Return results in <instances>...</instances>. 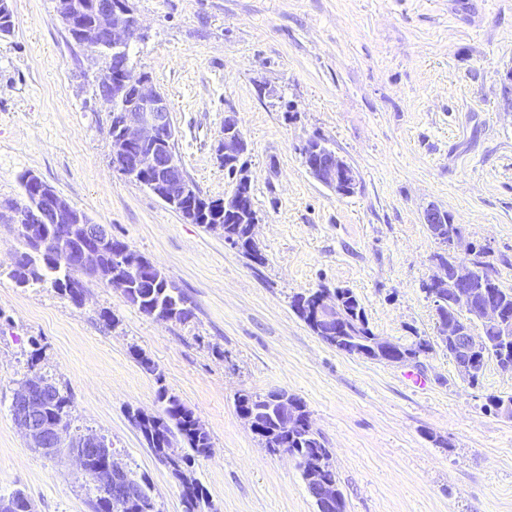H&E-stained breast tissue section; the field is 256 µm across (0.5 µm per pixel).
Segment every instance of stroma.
I'll list each match as a JSON object with an SVG mask.
<instances>
[{
  "instance_id": "35a3bbf8",
  "label": "stroma",
  "mask_w": 512,
  "mask_h": 512,
  "mask_svg": "<svg viewBox=\"0 0 512 512\" xmlns=\"http://www.w3.org/2000/svg\"><path fill=\"white\" fill-rule=\"evenodd\" d=\"M130 3L145 36L129 65L167 96L176 151L205 197L235 186L213 146L237 114L265 263L113 167L105 57L75 43L56 0H11L0 201L21 200V174L37 173L156 264L194 315L158 322L93 281L80 306L48 283L16 287L7 271L20 238L0 224V496L95 512L97 487L75 457L31 448L11 416L35 369L70 398V435L105 437L149 483L155 512H182L181 487L128 412L161 413L162 388L210 435L211 455L190 467L209 512H316L295 460L237 415L238 393L279 391L305 404L346 512H512V419L489 403L512 396V372L490 359L470 383L439 345L416 366L348 355L291 307L294 295L348 288L376 335L434 339L421 288L438 250L421 221L431 205L488 247L512 288V0ZM313 137L355 168L356 194L309 175L300 149Z\"/></svg>"
}]
</instances>
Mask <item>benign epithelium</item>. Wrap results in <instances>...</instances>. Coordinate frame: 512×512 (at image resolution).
I'll return each instance as SVG.
<instances>
[{
  "mask_svg": "<svg viewBox=\"0 0 512 512\" xmlns=\"http://www.w3.org/2000/svg\"><path fill=\"white\" fill-rule=\"evenodd\" d=\"M57 14L67 30L78 28V13L61 0ZM143 25L128 0H98L93 31L87 37L105 39L112 53L120 58L130 43L142 32ZM99 87L113 105L114 135L112 155L116 169L128 178L151 175L155 184L163 191L161 200L179 205L197 194V188L189 179L182 161L171 148L177 130L173 123L172 110L167 97L153 84L149 75L128 69V61L109 68L101 78ZM138 144L143 150L131 156L124 148ZM214 152L218 160H238L249 153V144L239 126L224 133ZM303 164L313 179L338 195L345 196L357 191L360 186L355 169L334 150L317 139H311L301 149ZM27 188L22 200L7 207H0L1 224H84V244L77 252H70L71 260L81 269L99 275V241L110 234L103 229L92 228L80 211L73 207L56 189L33 173L26 179ZM448 213L435 206L427 207L422 222L429 228L435 241L442 239ZM435 271L425 280L432 301L442 299V291H448V304L463 311V316L448 319L437 315V336L441 343L448 344V351L460 376L473 380L483 369L479 356L485 337L475 334L474 327L499 332L503 336L512 334L502 305L497 299L487 296L474 304L469 293L474 274L486 270L483 256L475 253L474 246L464 238L462 229L452 233L448 261L434 259ZM309 318L318 325V330L331 336L348 322L336 296L323 289L315 295ZM376 352L371 359L378 362L412 364L417 358L409 354H397V342L378 336L375 338ZM53 391L44 387L37 373L30 374L14 393L11 414L15 423L24 432L29 444L46 455L59 451L65 427L58 420L44 418V409L52 398ZM305 421L297 409L294 397L283 392L278 401V426L280 438L274 443L276 452L290 453L288 438L293 436ZM72 452L83 470L91 474L97 485L108 489V503L100 512H122L139 497L136 484L131 482L125 468L119 462L106 470L93 464L99 457L110 456V449L102 447L98 438L87 435ZM181 454L175 448H167L158 459L170 469H179ZM297 466L304 476L309 495L313 498L317 512H342V495L335 483L323 477L324 460L318 457L298 458ZM181 470V469H179ZM195 482V478L181 470L180 484ZM21 512H35L34 504L27 499L8 497L0 500V512H14L17 504Z\"/></svg>",
  "mask_w": 512,
  "mask_h": 512,
  "instance_id": "1",
  "label": "benign epithelium"
}]
</instances>
